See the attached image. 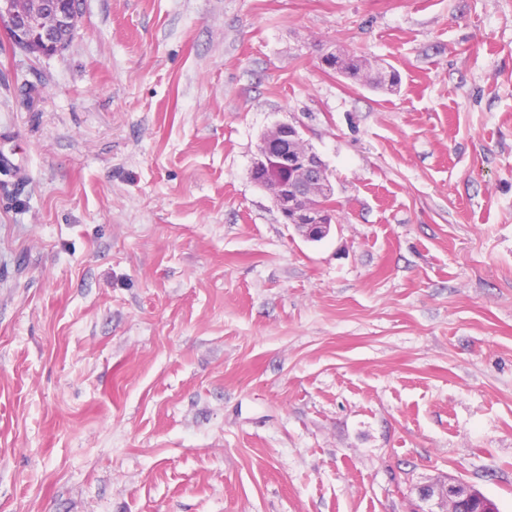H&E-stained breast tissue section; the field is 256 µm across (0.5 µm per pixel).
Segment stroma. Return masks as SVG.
<instances>
[{
	"label": "stroma",
	"mask_w": 512,
	"mask_h": 512,
	"mask_svg": "<svg viewBox=\"0 0 512 512\" xmlns=\"http://www.w3.org/2000/svg\"><path fill=\"white\" fill-rule=\"evenodd\" d=\"M0 158V512H512V0H80L0 52ZM304 146L296 125H275L262 138L251 177L271 191L286 224H294L306 237L317 240L329 233L335 219L320 202L333 189L320 157ZM421 500L429 501L437 497L439 512H470L477 505L479 512H494V506L482 494L472 489L466 483L457 479H448L438 487L426 485L419 489Z\"/></svg>",
	"instance_id": "obj_1"
}]
</instances>
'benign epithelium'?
Listing matches in <instances>:
<instances>
[{
	"mask_svg": "<svg viewBox=\"0 0 512 512\" xmlns=\"http://www.w3.org/2000/svg\"><path fill=\"white\" fill-rule=\"evenodd\" d=\"M0 26L12 30L20 48L52 56L64 50L60 34L76 29L77 6L47 13L40 0H0ZM251 177L271 191L285 223L297 226L312 240L329 233L335 214L325 208L321 199L332 194L333 189L324 163L304 147L296 125L279 123L265 133ZM419 496L424 501L437 499L442 512H470L475 505L480 512L494 510L482 494L454 478L438 487H421Z\"/></svg>",
	"mask_w": 512,
	"mask_h": 512,
	"instance_id": "benign-epithelium-1",
	"label": "benign epithelium"
}]
</instances>
